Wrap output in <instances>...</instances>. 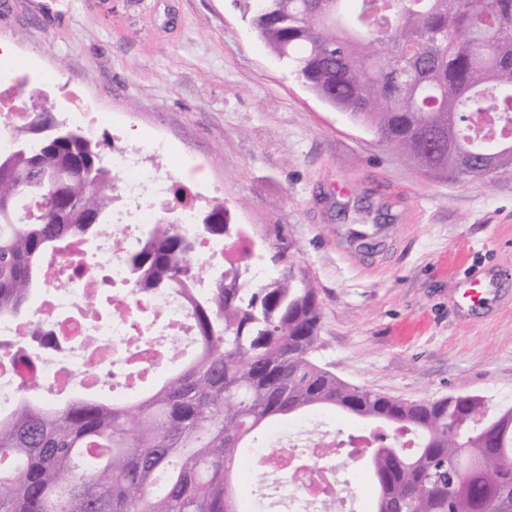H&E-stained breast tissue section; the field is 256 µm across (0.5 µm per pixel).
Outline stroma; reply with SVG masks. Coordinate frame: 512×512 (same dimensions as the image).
<instances>
[{
    "label": "stroma",
    "mask_w": 512,
    "mask_h": 512,
    "mask_svg": "<svg viewBox=\"0 0 512 512\" xmlns=\"http://www.w3.org/2000/svg\"><path fill=\"white\" fill-rule=\"evenodd\" d=\"M0 42L51 86L53 114L88 99L172 180L209 184L260 267L317 290L313 361L407 401L480 394L512 402V287L460 309L457 282L512 263V170L484 181L427 175L330 107L258 39L235 0H0ZM385 217L394 237L364 261L336 235Z\"/></svg>",
    "instance_id": "stroma-1"
}]
</instances>
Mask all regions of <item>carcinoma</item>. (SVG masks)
<instances>
[{"instance_id":"obj_1","label":"carcinoma","mask_w":512,"mask_h":512,"mask_svg":"<svg viewBox=\"0 0 512 512\" xmlns=\"http://www.w3.org/2000/svg\"><path fill=\"white\" fill-rule=\"evenodd\" d=\"M257 35L316 96L427 174L483 181L512 169V0H243ZM80 167L66 174L70 161ZM120 174L79 129L34 123L0 154V318L31 319L45 257L106 224ZM52 195L26 223L27 202ZM200 235H232L211 200ZM197 238L162 220L129 264L145 291L194 308L198 349L127 403L22 400L0 414V512H249L238 463L279 416L333 408L416 447L366 449L370 512H512V405L483 397L407 403L346 384L311 359L320 312L294 275L252 283L250 263L198 288Z\"/></svg>"}]
</instances>
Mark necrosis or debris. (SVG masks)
Wrapping results in <instances>:
<instances>
[{"label":"necrosis or debris","instance_id":"necrosis-or-debris-1","mask_svg":"<svg viewBox=\"0 0 512 512\" xmlns=\"http://www.w3.org/2000/svg\"><path fill=\"white\" fill-rule=\"evenodd\" d=\"M29 115L18 83H0V153L10 150L14 134ZM73 120L87 138L99 126H112V150L107 166L121 172L118 198L94 247L74 237L61 244L45 264L44 285L30 307L42 321L50 341L34 366L16 355L13 345L30 334V323L0 318V414H8L22 397L47 394H92L105 384L129 400L142 393L145 380H159L174 366L175 354L196 343L194 315L169 288L138 290L128 256L139 249L145 228L158 220H173L176 229L195 234L197 202L207 188L191 181L179 209H171L167 151L151 159L126 144L120 124L110 123L92 102L81 103ZM286 446L257 449L270 480L264 495L286 512H331L336 494L327 482L309 489L307 479L285 464Z\"/></svg>","mask_w":512,"mask_h":512}]
</instances>
